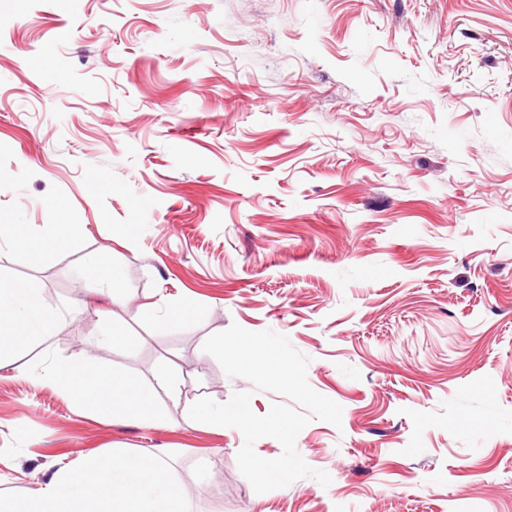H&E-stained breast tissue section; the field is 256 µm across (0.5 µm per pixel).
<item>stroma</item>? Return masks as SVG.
<instances>
[{
  "instance_id": "35a3bbf8",
  "label": "stroma",
  "mask_w": 512,
  "mask_h": 512,
  "mask_svg": "<svg viewBox=\"0 0 512 512\" xmlns=\"http://www.w3.org/2000/svg\"><path fill=\"white\" fill-rule=\"evenodd\" d=\"M0 224V279L55 312L0 369V495L121 448L163 455L192 512H512V0H0ZM41 224L84 231L40 257ZM90 260L122 345L80 309ZM234 323L342 407L295 442L329 486L255 493L242 433L189 419L286 401L204 352ZM164 358L159 427L41 381L83 360L146 390ZM92 278V282L95 288H91L94 294L98 297L109 300L110 307L97 310L96 313L100 314L101 328L99 334L95 337L98 343L112 345L118 342L117 336H112V328L110 324L112 322V311L113 306H122L124 304L123 296L120 293L119 285L112 273L109 271L101 270L95 266L84 265L83 268L75 272V279L82 281Z\"/></svg>"
}]
</instances>
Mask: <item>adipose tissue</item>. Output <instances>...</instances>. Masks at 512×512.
<instances>
[{"mask_svg":"<svg viewBox=\"0 0 512 512\" xmlns=\"http://www.w3.org/2000/svg\"><path fill=\"white\" fill-rule=\"evenodd\" d=\"M75 278L92 280L95 295L109 300V307L100 312L102 328L96 340L115 344L110 327L113 309L124 303L117 281L111 272L91 265L77 270ZM52 316L39 289L0 284V363L13 356L9 345L16 329H23L33 341H41L50 334ZM42 380L77 406L103 418L143 420L153 425L166 422L162 414L145 410L146 396L127 378L116 374L110 381H96L86 363H53ZM0 512H187V506L179 482L160 454L110 450L56 469L47 482L24 497L0 496Z\"/></svg>","mask_w":512,"mask_h":512,"instance_id":"adipose-tissue-1","label":"adipose tissue"}]
</instances>
